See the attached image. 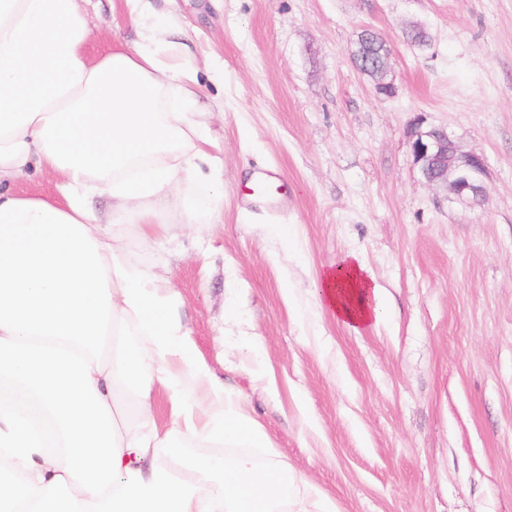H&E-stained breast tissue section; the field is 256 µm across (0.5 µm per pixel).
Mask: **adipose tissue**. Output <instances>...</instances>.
Wrapping results in <instances>:
<instances>
[{
	"label": "adipose tissue",
	"instance_id": "obj_1",
	"mask_svg": "<svg viewBox=\"0 0 512 512\" xmlns=\"http://www.w3.org/2000/svg\"><path fill=\"white\" fill-rule=\"evenodd\" d=\"M84 0H0V182L58 174L60 200L0 195V504L7 512H288V472L261 427L192 353L165 283L128 258L114 227L150 241L178 181L205 179L194 73L153 46L90 62ZM104 191L112 219L90 212ZM320 297L351 328L381 320V289L356 255ZM135 329L130 354L117 337ZM173 429H161L154 391ZM221 443L223 462L185 440ZM263 456H256V449Z\"/></svg>",
	"mask_w": 512,
	"mask_h": 512
}]
</instances>
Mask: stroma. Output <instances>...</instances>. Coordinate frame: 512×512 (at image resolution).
Returning a JSON list of instances; mask_svg holds the SVG:
<instances>
[{
    "label": "stroma",
    "mask_w": 512,
    "mask_h": 512,
    "mask_svg": "<svg viewBox=\"0 0 512 512\" xmlns=\"http://www.w3.org/2000/svg\"><path fill=\"white\" fill-rule=\"evenodd\" d=\"M150 4L213 104L199 121L224 198L193 224L170 210L149 246L119 230L170 282L193 354L336 512H512V0ZM87 18L90 60L140 40L126 0ZM365 29L394 96L352 60ZM418 125L485 159L480 207L421 179ZM262 170L277 191L256 190ZM349 252L389 300L358 330L317 291Z\"/></svg>",
    "instance_id": "obj_1"
}]
</instances>
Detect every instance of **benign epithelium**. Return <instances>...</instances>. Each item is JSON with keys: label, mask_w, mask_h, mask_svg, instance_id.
<instances>
[{"label": "benign epithelium", "mask_w": 512, "mask_h": 512, "mask_svg": "<svg viewBox=\"0 0 512 512\" xmlns=\"http://www.w3.org/2000/svg\"><path fill=\"white\" fill-rule=\"evenodd\" d=\"M448 140L450 135L444 129L417 127L412 141L414 163L426 183L444 190L458 203L478 206L484 201L486 162L462 149L448 154Z\"/></svg>", "instance_id": "1"}]
</instances>
